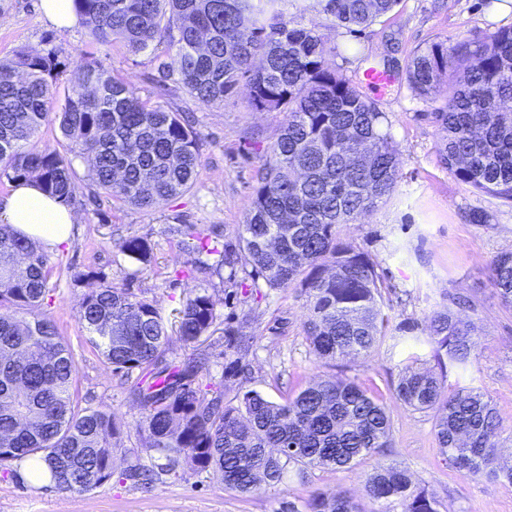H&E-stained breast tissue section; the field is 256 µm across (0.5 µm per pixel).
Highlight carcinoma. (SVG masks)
<instances>
[{
    "label": "carcinoma",
    "mask_w": 512,
    "mask_h": 512,
    "mask_svg": "<svg viewBox=\"0 0 512 512\" xmlns=\"http://www.w3.org/2000/svg\"><path fill=\"white\" fill-rule=\"evenodd\" d=\"M282 0H73L98 40L134 51L166 45L157 83L172 82L206 104L222 103L239 86L251 104L286 120L260 156L246 223L238 240L244 260L273 289L297 286L307 296L304 333L314 355L335 361L391 348L430 349L441 371L475 364V322L449 306L427 317L426 338L404 324L387 334L385 283L364 252L340 241L338 227L356 222L395 192L400 158L385 113L358 86L328 68L322 36L294 25ZM347 28L367 27L398 0H319ZM66 63L21 53L0 61V175L34 177L67 204L74 182L68 159L28 144L49 121L50 99ZM407 79L414 92L441 101L432 113L441 131L439 157L479 193L512 201V27L489 42L414 51ZM59 127L68 148L90 158L91 178L106 194L148 207L196 181L200 154L182 117L142 101L130 84L86 60L65 89ZM200 252L217 255L216 274L238 258L221 251L204 230L186 226ZM144 266L152 249L142 237L120 242ZM493 284L512 305V251L494 257ZM50 271L36 242L0 224V466L44 461L61 491L85 493L112 478L111 440L121 426L112 414L82 408L77 366L52 321L26 316L40 306ZM216 318L207 294L186 299L178 339L198 342ZM79 320L88 342L117 373L154 371L159 382L133 390L144 410L138 428L151 447L176 454L192 470H210L224 488L251 494L280 482L289 465L303 471L349 467L391 446L385 406L355 381L316 382L282 403L250 390L224 404L198 382V367L163 362L170 338L152 301L127 288L101 284L83 294ZM407 407L433 413L439 447L465 476L512 484L498 464L502 422L475 387L446 389L429 371L405 366L394 388ZM369 512H438L436 499L412 486L407 470L379 468L365 486ZM306 512H364L353 495L317 493Z\"/></svg>",
    "instance_id": "cac0c4a2"
}]
</instances>
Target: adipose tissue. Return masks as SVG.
I'll return each instance as SVG.
<instances>
[{"mask_svg": "<svg viewBox=\"0 0 512 512\" xmlns=\"http://www.w3.org/2000/svg\"><path fill=\"white\" fill-rule=\"evenodd\" d=\"M0 222L51 249L69 242L77 224L71 209L25 180L13 182L10 192L0 197Z\"/></svg>", "mask_w": 512, "mask_h": 512, "instance_id": "1", "label": "adipose tissue"}]
</instances>
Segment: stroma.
Wrapping results in <instances>:
<instances>
[{
	"label": "stroma",
	"mask_w": 512,
	"mask_h": 512,
	"mask_svg": "<svg viewBox=\"0 0 512 512\" xmlns=\"http://www.w3.org/2000/svg\"><path fill=\"white\" fill-rule=\"evenodd\" d=\"M286 0L289 19L315 29L326 45L329 67L359 82L372 64L396 76L376 102L388 116L400 152L395 193L356 223L341 225L344 243L369 254L387 284L384 313L389 327L412 322L425 326L427 315L462 295L478 326V364L473 374L448 371L445 385L480 388L495 405L505 430L501 462L512 464V308L504 307L493 287L489 262L512 250V205L474 192L439 161L440 134L431 114L436 101L416 95L406 75L414 50L437 42L465 40L478 45L512 26V0H398L387 15L359 32L338 26L317 3ZM55 54L62 60L92 58L130 82L149 104L188 117L197 136L201 166L195 184L182 195L150 208L112 199L89 176L86 158L73 157L75 190L69 204L78 232L71 243L44 256L52 275L39 308L71 348L78 369L81 406L111 412L124 426L121 448L112 461L111 480L92 491L72 494L13 477L0 467V512H288L303 509L313 493L349 491L364 496L376 469L396 464L425 487L439 512H512V484L471 478L442 455L432 413L406 407L394 395L404 367L401 349L380 344L364 356L329 363L316 360L305 339L306 297L297 288L272 289L251 267H238L223 279L205 271L182 227L204 229L220 246L238 247L259 157L275 140L284 120L280 112L254 109L246 89L221 104H204L176 84L159 89L157 69L163 50L133 51L119 42L103 43L83 24L58 29L42 19L39 0H0V60L18 53ZM485 224L470 220L473 211ZM147 239L151 266L119 248L128 237ZM109 283L153 300L168 329L194 292L215 303L216 321L191 346L171 340L166 359H194L203 382L213 383L225 403L236 404L249 390L273 402L321 378H349L368 389L390 415L391 445L353 467H319L299 477L287 469L281 483L249 495L225 490L209 471L177 465L161 473V459L136 429L142 415L131 390L141 374L121 377L86 341L79 306L89 288ZM132 465L159 472L148 488L126 479Z\"/></svg>",
	"instance_id": "obj_1"
}]
</instances>
